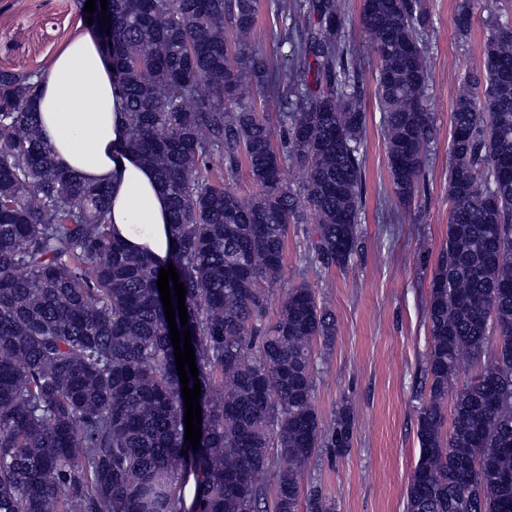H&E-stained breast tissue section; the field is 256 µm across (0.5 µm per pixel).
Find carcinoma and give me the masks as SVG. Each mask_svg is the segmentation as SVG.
I'll list each match as a JSON object with an SVG mask.
<instances>
[{
  "label": "carcinoma",
  "instance_id": "obj_1",
  "mask_svg": "<svg viewBox=\"0 0 512 512\" xmlns=\"http://www.w3.org/2000/svg\"><path fill=\"white\" fill-rule=\"evenodd\" d=\"M268 7L283 24L270 52L253 43L260 0L110 4L104 54L126 146L169 200L201 385L196 451L160 266L112 235L109 188L56 160L39 70L0 68V512H332L304 473L318 449L350 447L351 411L325 430L313 401L312 346L333 343L335 316L301 283L262 322L289 225L313 221L305 256L324 268L356 251L365 79L346 0ZM472 18L460 0V38ZM428 24L423 0H361L357 17L404 207L432 137L418 37ZM486 24L453 103L407 512H512V24L496 13ZM286 164L303 171L300 186L284 180ZM243 167L258 187L248 201L232 187ZM467 362L481 369L450 404ZM272 469L270 499L257 477ZM191 482L186 510L179 490Z\"/></svg>",
  "mask_w": 512,
  "mask_h": 512
}]
</instances>
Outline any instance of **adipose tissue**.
Here are the masks:
<instances>
[{
  "label": "adipose tissue",
  "instance_id": "1",
  "mask_svg": "<svg viewBox=\"0 0 512 512\" xmlns=\"http://www.w3.org/2000/svg\"><path fill=\"white\" fill-rule=\"evenodd\" d=\"M38 107L57 160L86 181L109 184L115 237L167 263V197L155 171L126 146L115 77L90 34L72 36L42 68Z\"/></svg>",
  "mask_w": 512,
  "mask_h": 512
}]
</instances>
